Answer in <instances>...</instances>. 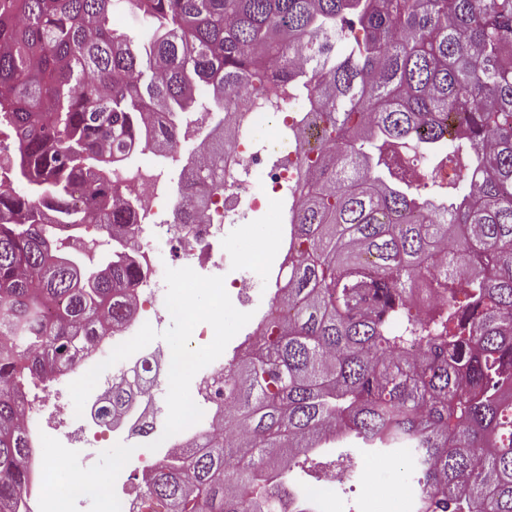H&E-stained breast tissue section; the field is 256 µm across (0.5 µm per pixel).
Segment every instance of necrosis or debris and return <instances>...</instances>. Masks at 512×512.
<instances>
[{
	"label": "necrosis or debris",
	"mask_w": 512,
	"mask_h": 512,
	"mask_svg": "<svg viewBox=\"0 0 512 512\" xmlns=\"http://www.w3.org/2000/svg\"><path fill=\"white\" fill-rule=\"evenodd\" d=\"M307 105L289 101L279 112L237 101L232 110L184 112L177 124L185 150L164 160L142 155L137 161L113 165L114 194L136 212L117 244L138 269L133 286L137 305L149 331L132 334L111 329L82 351L74 368L56 371L50 380L35 379L21 394L22 422L30 448L26 488L16 512H153L155 504L131 485L133 476L183 456L197 438L212 432L224 414V395L216 390L224 379V347L244 348L257 335L259 318L246 315L232 329H222L223 312L252 303L259 279L280 276L288 257L286 242L258 254L238 251L235 237L248 228L251 214L276 210L281 223L292 220L284 193L294 184L306 140L293 134ZM224 136V186L188 181L209 148L213 129ZM280 151L284 165H268L266 156ZM416 184L427 182L440 189L457 187L471 194L472 186L459 167L446 157L429 160L427 170H415ZM207 200L194 223H177L178 204ZM174 246V259L193 271L180 287H172L163 273L160 243ZM215 299L211 314L199 317L192 310L196 293ZM188 323L194 330L181 352L156 345L153 335L170 323ZM144 377L141 391L126 403L119 416H101L100 408L114 388L127 384L132 371ZM123 451L124 458L107 479L75 481L67 506H60L51 491L52 467L45 451L68 461L73 453L89 451L100 443ZM361 465L321 468L304 483L289 487L282 512H332L330 494L343 485L362 481Z\"/></svg>",
	"instance_id": "necrosis-or-debris-1"
}]
</instances>
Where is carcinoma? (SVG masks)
I'll return each mask as SVG.
<instances>
[{
	"label": "carcinoma",
	"mask_w": 512,
	"mask_h": 512,
	"mask_svg": "<svg viewBox=\"0 0 512 512\" xmlns=\"http://www.w3.org/2000/svg\"><path fill=\"white\" fill-rule=\"evenodd\" d=\"M123 6L150 37L113 22ZM197 86L222 111L226 93L274 109L305 90L318 155L289 191L286 312L224 366L234 427L158 466L145 494L168 512H280L285 488L261 476L408 448L426 512H512V0H0V131L25 185L0 194V512L27 471L20 384L137 307L132 262L90 268L59 228L132 223L103 168L150 148L146 106L177 146L179 113L207 108ZM393 145L449 146L473 196L423 215ZM198 179L223 183V158ZM429 279L448 285L431 317L411 294Z\"/></svg>",
	"instance_id": "carcinoma-1"
}]
</instances>
